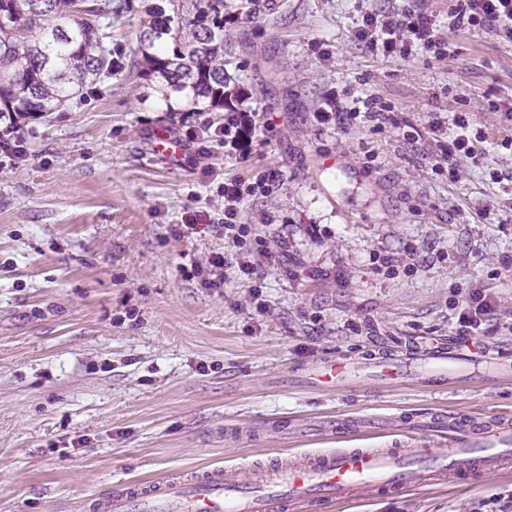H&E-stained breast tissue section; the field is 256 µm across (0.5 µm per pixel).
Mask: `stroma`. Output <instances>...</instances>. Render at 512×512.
<instances>
[{"mask_svg": "<svg viewBox=\"0 0 512 512\" xmlns=\"http://www.w3.org/2000/svg\"><path fill=\"white\" fill-rule=\"evenodd\" d=\"M114 2L125 71L24 123L27 159L0 169V512H85L117 484L387 448L407 421L438 413L512 416V382L434 394L411 381L309 380L321 360H362L376 340L454 336L472 288L498 306L486 344L512 354V200L489 178L512 171V152L489 148L452 183L426 141L312 118L332 92L345 105L378 95L418 129L452 109L495 124L488 103L512 96V43L452 32V57L383 59L352 32L402 0H279L275 14L225 31L238 107L273 117L240 163L219 141H187V107L167 111L128 71L143 2ZM160 128L182 142L180 161L155 153ZM267 168L283 170L282 184L242 212L276 258L260 292L232 274L217 290L186 278L233 248L216 225L215 183ZM347 416L384 431L327 436ZM511 494L512 465L310 512H496Z\"/></svg>", "mask_w": 512, "mask_h": 512, "instance_id": "stroma-1", "label": "stroma"}]
</instances>
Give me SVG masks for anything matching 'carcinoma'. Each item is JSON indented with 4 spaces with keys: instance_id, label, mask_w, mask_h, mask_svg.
I'll list each match as a JSON object with an SVG mask.
<instances>
[{
    "instance_id": "cac0c4a2",
    "label": "carcinoma",
    "mask_w": 512,
    "mask_h": 512,
    "mask_svg": "<svg viewBox=\"0 0 512 512\" xmlns=\"http://www.w3.org/2000/svg\"><path fill=\"white\" fill-rule=\"evenodd\" d=\"M252 18L277 0H241ZM224 0H154L144 10L135 63L169 101L224 109ZM113 0H0V113L42 116L91 80L116 74Z\"/></svg>"
}]
</instances>
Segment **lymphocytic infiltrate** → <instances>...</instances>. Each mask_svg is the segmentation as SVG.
<instances>
[{
	"label": "lymphocytic infiltrate",
	"mask_w": 512,
	"mask_h": 512,
	"mask_svg": "<svg viewBox=\"0 0 512 512\" xmlns=\"http://www.w3.org/2000/svg\"><path fill=\"white\" fill-rule=\"evenodd\" d=\"M451 28L459 31L480 28L500 41L512 43V0H456L444 23L424 7L423 0H406L405 6L394 14L365 13L354 39L365 51L377 56L405 60L422 50L442 57L448 53L447 31ZM490 108L499 113L502 119L499 126L482 127L472 113L455 112L448 122L435 120L422 130L403 132L402 137L426 140L437 147L448 178L453 181L458 177L460 162L465 159L479 162L486 146L512 151V98L491 102ZM313 119L316 124L345 130L358 124L381 128L392 123L393 115L389 106L373 95L354 98L348 109L330 95L324 106L314 112ZM271 128V121L260 113L233 110L225 112L223 126L214 127L205 121L194 123L187 131V138L205 141L216 137L235 147L246 137L264 140ZM282 180L281 170L269 169L248 180L230 176L219 183L216 193L224 200L221 225L225 238L234 243L235 249L212 252L204 266L194 268L193 275L199 278L202 287H223L230 272L247 283H254L258 265L252 260V250L246 246L248 230L241 222L242 206L248 198L266 194ZM461 306L456 333L465 339L483 333L487 318L496 313L495 301L478 290L468 293Z\"/></svg>",
	"instance_id": "1"
}]
</instances>
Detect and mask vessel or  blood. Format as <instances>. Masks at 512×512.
<instances>
[{"label": "vessel or blood", "mask_w": 512, "mask_h": 512, "mask_svg": "<svg viewBox=\"0 0 512 512\" xmlns=\"http://www.w3.org/2000/svg\"><path fill=\"white\" fill-rule=\"evenodd\" d=\"M474 361L456 340L402 352L375 349L362 362L348 358L322 361L316 382L333 386L352 378L357 367L398 378L420 373L436 392L465 376ZM495 378L512 377V362L493 348L481 359ZM439 443L409 439L395 448H341L304 457L292 465L268 464L242 482L236 470L221 466L166 476L139 488L113 486L103 499L92 500L91 512H304L326 500H345L357 490H399L421 486L438 476L464 480L496 473L512 462V420L468 414L439 417Z\"/></svg>", "instance_id": "vessel-or-blood-1"}]
</instances>
